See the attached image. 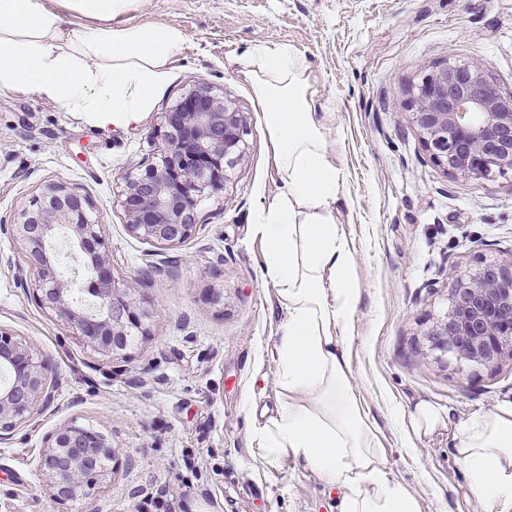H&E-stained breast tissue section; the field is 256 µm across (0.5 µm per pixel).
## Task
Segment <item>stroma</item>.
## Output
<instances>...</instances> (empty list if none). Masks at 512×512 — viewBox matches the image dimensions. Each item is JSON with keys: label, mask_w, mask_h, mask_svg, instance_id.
I'll list each match as a JSON object with an SVG mask.
<instances>
[{"label": "stroma", "mask_w": 512, "mask_h": 512, "mask_svg": "<svg viewBox=\"0 0 512 512\" xmlns=\"http://www.w3.org/2000/svg\"><path fill=\"white\" fill-rule=\"evenodd\" d=\"M130 23L176 25L181 52L151 110L103 129L59 103L0 93V225L60 183L86 196L115 280L136 284L147 334L114 359L40 307L22 244L0 234V329L49 357L55 407L0 443V512H339L341 493L288 454L257 461L252 414L281 394L273 353L283 312L254 229L281 182L263 107L240 73L259 43L311 64L314 110L345 171L336 220L353 254L356 312L343 329L351 382L381 432L387 465L421 512H487L456 458L472 418L512 402V354L485 365L432 349L457 279L512 257V173L458 176L430 156L409 118L410 90L438 68L482 60L512 92V0H141ZM206 86L246 118V157L167 246L131 235L123 177L155 159L161 114ZM224 295L222 303L213 293ZM428 402L444 425L417 435L393 411ZM72 423L108 437L116 471L87 499L59 504L38 469L46 438Z\"/></svg>", "instance_id": "35a3bbf8"}]
</instances>
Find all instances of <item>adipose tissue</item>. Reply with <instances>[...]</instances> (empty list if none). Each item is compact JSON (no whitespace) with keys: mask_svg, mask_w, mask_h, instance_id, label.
<instances>
[{"mask_svg":"<svg viewBox=\"0 0 512 512\" xmlns=\"http://www.w3.org/2000/svg\"><path fill=\"white\" fill-rule=\"evenodd\" d=\"M0 0V92L58 102L102 128L139 124L166 81L185 35L172 25H118L139 0ZM310 64L281 44L259 43L242 75L264 108L282 183L256 211L263 275L284 312L275 346L281 401L261 414L251 439L264 463L291 453L342 491V512H420L395 480L380 433L350 382L338 328L357 290L351 255L336 226L345 173L313 110ZM473 495L488 512H512V403L473 418L455 446Z\"/></svg>","mask_w":512,"mask_h":512,"instance_id":"adipose-tissue-1","label":"adipose tissue"}]
</instances>
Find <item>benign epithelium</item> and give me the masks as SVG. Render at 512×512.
<instances>
[{"label": "benign epithelium", "instance_id": "obj_1", "mask_svg": "<svg viewBox=\"0 0 512 512\" xmlns=\"http://www.w3.org/2000/svg\"><path fill=\"white\" fill-rule=\"evenodd\" d=\"M411 121L433 160L457 175L492 177L512 171V93L491 80L484 64L437 69L411 91ZM158 161L124 177L121 204L128 231L158 244L184 242L195 227V210L208 191L223 188L227 174L245 158V117L211 89H192L162 113ZM86 197L63 184L48 187L0 233L21 241L37 271L41 307L64 320L92 350L125 358L146 335L147 308L137 288L112 277L98 225ZM82 259L81 272L60 270L58 241ZM94 297L88 302L81 291ZM450 310L429 332L432 345L460 358L494 364L512 349V257L484 261L450 292ZM0 442L17 423L51 409L55 370L0 331ZM116 452L100 433L64 425L47 437L39 469L52 496L65 504L86 498L113 473Z\"/></svg>", "mask_w": 512, "mask_h": 512}]
</instances>
